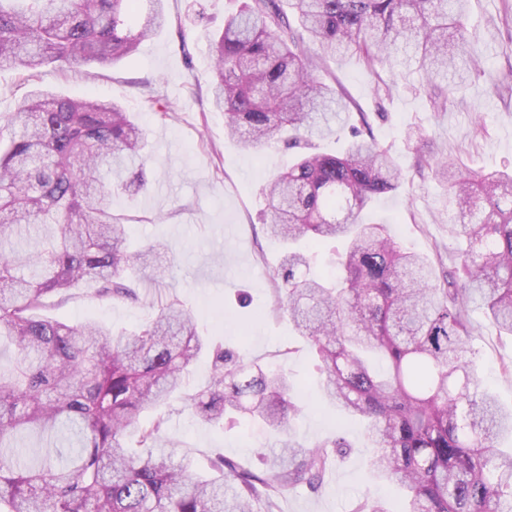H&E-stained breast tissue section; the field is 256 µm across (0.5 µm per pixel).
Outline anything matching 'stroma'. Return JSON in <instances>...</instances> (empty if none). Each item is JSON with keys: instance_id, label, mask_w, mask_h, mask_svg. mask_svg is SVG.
<instances>
[{"instance_id": "1", "label": "stroma", "mask_w": 512, "mask_h": 512, "mask_svg": "<svg viewBox=\"0 0 512 512\" xmlns=\"http://www.w3.org/2000/svg\"><path fill=\"white\" fill-rule=\"evenodd\" d=\"M192 2L165 0L163 29L116 65L68 69L49 64L31 75L0 69L1 119L38 87L72 98L120 102L150 140L151 187L133 198L114 194L112 208L141 216L126 226L130 248L160 241L169 243V252L145 274L138 301L91 300L78 293L49 314L73 325L101 321L131 330L150 318L158 302L178 298L201 334L294 380L304 411L291 426L301 444L339 435L345 439L321 487L288 492L274 512H352L359 499L379 495L387 498L390 512H399L398 498L372 477L360 422L323 404L311 347L276 309L273 276L281 247L265 232L261 186L291 164L296 152L282 146L242 150L225 135L223 113L210 104L209 42L239 4L204 0L209 20L194 26ZM468 24L479 36L476 49L486 73L471 78L444 112L429 110L420 73L373 70L355 58L327 61L323 71L353 105L321 147L341 151L351 125L367 115L373 137L389 148L406 180L396 192L377 198L364 217L389 224L399 241L427 255L440 272L455 266V244L435 219L446 191L431 169L418 168L419 156L441 151L471 170L512 169V54L502 52L512 42V0H471ZM383 84L391 89L385 98L376 94ZM152 96L169 101L170 117L149 109ZM411 127L420 130L421 139L407 140ZM471 323L480 384L511 407L512 375L506 368L512 365V338L498 336L481 310L472 311ZM167 435L176 455L190 456L200 466L219 452L242 467L257 468L261 454L274 447L260 424L210 426L178 408L169 416Z\"/></svg>"}]
</instances>
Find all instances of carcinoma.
Here are the masks:
<instances>
[{
  "instance_id": "1",
  "label": "carcinoma",
  "mask_w": 512,
  "mask_h": 512,
  "mask_svg": "<svg viewBox=\"0 0 512 512\" xmlns=\"http://www.w3.org/2000/svg\"><path fill=\"white\" fill-rule=\"evenodd\" d=\"M0 0V68L110 66L165 21L164 0ZM247 0L210 44V96L243 147L283 144L295 162L262 187L271 237L284 247L278 310L310 344L326 399L368 423L373 475L404 512H512V410L479 389L470 345L478 307L512 337V172L423 159L447 187L439 212L465 244L452 273L401 247L362 213L402 174L373 136L338 155L308 152L349 101L320 74L356 56L418 70L435 112L482 72L471 0ZM145 130L118 102L35 90L0 124V512H257L297 487L318 490L345 440L303 447L284 373L212 345L176 298L131 331L46 315L80 284L98 300H139L134 277L160 246L131 253L112 194L146 189ZM344 242L338 282L308 274L309 250ZM210 353L211 375L187 389ZM205 424L257 419L282 435L259 472L219 455L212 472L164 449L168 407ZM135 432L138 448L128 446Z\"/></svg>"
}]
</instances>
